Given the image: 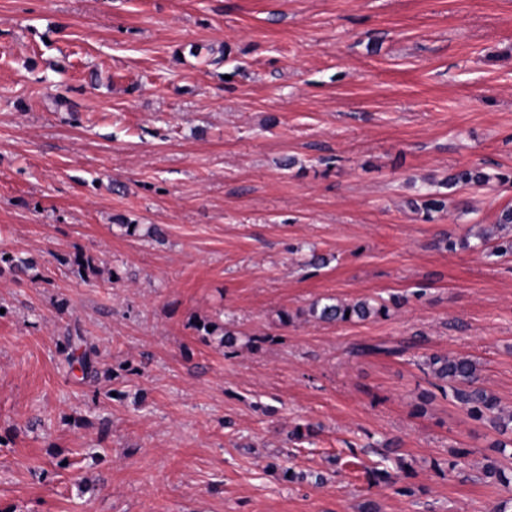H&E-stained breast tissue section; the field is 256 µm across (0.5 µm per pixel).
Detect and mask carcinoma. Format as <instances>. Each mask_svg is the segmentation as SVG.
<instances>
[{
  "instance_id": "cac0c4a2",
  "label": "carcinoma",
  "mask_w": 512,
  "mask_h": 512,
  "mask_svg": "<svg viewBox=\"0 0 512 512\" xmlns=\"http://www.w3.org/2000/svg\"><path fill=\"white\" fill-rule=\"evenodd\" d=\"M512 176L505 173H489L479 167L463 169L448 177V188L469 186L483 188L491 182L507 183ZM447 197L439 192L424 195L415 204L417 210L429 215L440 212L446 207ZM492 235L481 236V245L491 246L490 254L506 256L512 254V239L501 240L490 245ZM308 315L327 323L365 321L370 318L389 316V306L376 299H361L353 302H337L332 298L316 301L308 308ZM98 350L91 345L76 357L82 372V381L94 382L98 379ZM424 373L441 382L440 390H449L452 401L462 408L469 418L489 426L500 438L489 444L496 457L488 460L481 471V479H493L503 486L512 483V470L506 469L498 456L505 453L512 438L505 441L503 436L512 435V413L503 414L498 399L480 383L479 364L465 356H447L432 354L420 363Z\"/></svg>"
}]
</instances>
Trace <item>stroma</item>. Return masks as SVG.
Here are the masks:
<instances>
[{
	"instance_id": "obj_1",
	"label": "stroma",
	"mask_w": 512,
	"mask_h": 512,
	"mask_svg": "<svg viewBox=\"0 0 512 512\" xmlns=\"http://www.w3.org/2000/svg\"><path fill=\"white\" fill-rule=\"evenodd\" d=\"M472 166L512 170V0H0V256L31 263L0 271V512L512 498L419 367L471 357L512 411V258L474 246L512 184L446 189ZM328 297L391 309L307 316ZM389 306L376 299H361L353 302H336L332 298L316 301L308 308V315L321 322H354L370 318L388 317ZM349 312V317H346ZM97 357L98 350L94 345L85 347L83 352L77 357H74V352H72V359L75 358L78 364L80 365V369L82 372V381L84 383L95 382L98 379L99 369L97 367Z\"/></svg>"
}]
</instances>
